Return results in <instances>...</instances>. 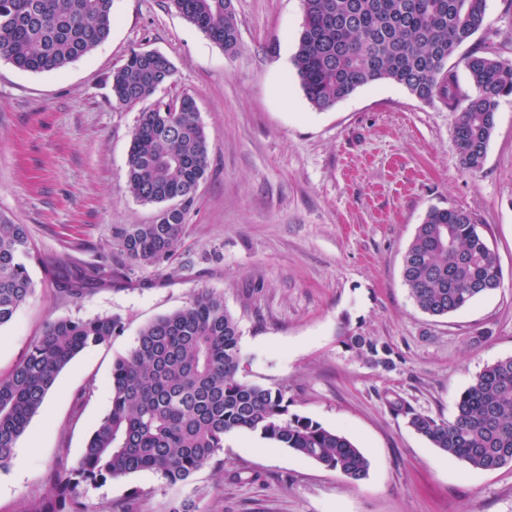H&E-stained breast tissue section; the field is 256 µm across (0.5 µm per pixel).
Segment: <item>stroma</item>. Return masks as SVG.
<instances>
[{
	"label": "stroma",
	"mask_w": 512,
	"mask_h": 512,
	"mask_svg": "<svg viewBox=\"0 0 512 512\" xmlns=\"http://www.w3.org/2000/svg\"><path fill=\"white\" fill-rule=\"evenodd\" d=\"M240 25L225 52L171 0H113L115 21L96 50L54 71L31 73L0 58V216L27 225L46 263L111 261L116 224H147L156 206L126 183L131 133L141 114L191 94L209 133V169L179 251L195 274L135 269L132 280L60 299L33 265L35 291L0 328V376L48 322L115 315L123 330L78 355L0 472V512L47 495L73 467L112 404L114 359L140 328L200 291L224 297L239 324L245 380L284 386L294 412L334 429L370 462L368 477L304 460L248 432L226 435L222 468L171 487L139 472L87 488L93 512L132 493L140 512L196 498L201 512H512V465L481 471L409 429L392 402L450 419L460 393L487 364L512 356V97L501 98L480 170L466 169L457 115L379 81L326 109L306 99L293 66L302 0H233ZM155 50L175 68L148 99L123 105L110 75L130 51ZM478 52L512 61V0H487L484 27L448 61L458 97L475 96L463 60ZM460 209L483 224L502 270L499 288L443 318L422 313L402 260L428 210ZM220 261H209L212 252ZM147 287H139V280ZM357 330L393 350L375 368L340 343ZM490 338L475 343V336Z\"/></svg>",
	"instance_id": "obj_1"
}]
</instances>
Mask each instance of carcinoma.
Segmentation results:
<instances>
[{
	"instance_id": "obj_1",
	"label": "carcinoma",
	"mask_w": 512,
	"mask_h": 512,
	"mask_svg": "<svg viewBox=\"0 0 512 512\" xmlns=\"http://www.w3.org/2000/svg\"><path fill=\"white\" fill-rule=\"evenodd\" d=\"M177 12L226 52L239 43L231 0H171ZM304 21L293 63L304 94L318 109L356 89L389 80L415 98L442 99L457 113L463 166L482 168L500 98L512 95V62L472 55L466 71L477 89L461 103L457 77L447 68L458 46L483 28L486 0H303ZM112 27L111 0H0V57L33 73L63 68L102 44ZM174 74L154 50H133L112 71L121 104L152 96ZM208 133L193 96L141 113L128 151L127 189L136 201L157 205L150 224H117L112 238L122 260L60 261L36 252L24 224L0 218V328L35 290L29 266L45 267L65 299H80L134 268L165 267L177 259L189 208L208 169ZM403 279L415 305L443 317L469 306L501 283V268L485 232L470 213L431 209L403 256ZM118 316L62 318L47 324L22 361L0 377V470L41 410L58 375L82 351L112 341ZM345 349L374 367H393L392 349L360 332ZM240 330L224 296L197 294L139 331L134 346L112 364V406L91 433L79 463L53 477L48 498L24 512H89L86 487L136 472L183 486L215 461L224 437L246 431L295 455L367 478L369 461L345 435L290 410L283 387L240 378ZM397 412L433 447L482 471L512 465V356L486 366L460 394L450 421L410 407Z\"/></svg>"
}]
</instances>
